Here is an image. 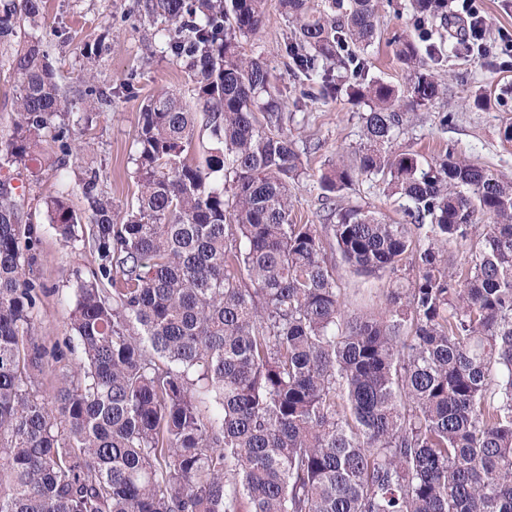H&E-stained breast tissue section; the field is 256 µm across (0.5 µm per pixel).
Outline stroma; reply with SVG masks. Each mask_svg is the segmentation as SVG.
<instances>
[{"label":"stroma","mask_w":512,"mask_h":512,"mask_svg":"<svg viewBox=\"0 0 512 512\" xmlns=\"http://www.w3.org/2000/svg\"><path fill=\"white\" fill-rule=\"evenodd\" d=\"M46 8L36 30L51 48L50 59L60 83L75 90L89 76L99 83L119 86L129 77L138 80L136 96L114 99L111 109L88 127L75 130L79 150L71 159L65 177L42 171L38 182L24 168L12 169L14 181L25 186L29 199L26 213L41 228L34 251L30 276L47 290L34 324L36 335L54 343L70 333L71 287L76 274L95 268V255L79 243L60 239L49 223L44 206L47 197L67 190L70 205L85 213L82 180L86 171H99L104 187L116 208L134 202L137 187L130 176L136 153L135 138L141 121L143 101L149 95L176 94L188 97L189 83L179 67L161 54L148 50L156 24L141 18L137 0H45ZM379 38L365 56L369 77L396 85L405 84L408 72L394 57L391 41L395 35L415 31L416 17L411 0H378ZM112 29L108 55L87 63L82 55L85 42L103 29ZM292 25L281 13L278 0H267L261 28L241 41V53L265 62L275 76L288 133L297 143L307 144L299 156L300 175L291 183L296 219L322 224L326 213L321 205L319 178L337 160L350 155L361 142L359 116L366 107L323 93L320 87L303 88L285 65L283 48ZM437 54L424 63L436 76L442 93L431 105L418 108L406 133L395 142L396 153H417L432 157L450 151L454 157L478 164L512 181V144L503 143L500 129L512 120V57L490 54L486 58L465 52L457 43L455 28L434 27ZM447 126H440V118ZM343 205L359 206L378 218L403 223L395 198L384 183L362 179L345 191ZM336 275L343 287L358 292L363 302L378 303L393 278L367 276L344 261H337Z\"/></svg>","instance_id":"35a3bbf8"}]
</instances>
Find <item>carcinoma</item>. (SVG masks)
<instances>
[{
	"label": "carcinoma",
	"instance_id": "carcinoma-1",
	"mask_svg": "<svg viewBox=\"0 0 512 512\" xmlns=\"http://www.w3.org/2000/svg\"><path fill=\"white\" fill-rule=\"evenodd\" d=\"M265 5L143 3L173 24L157 31L160 52L200 111L146 100L123 214L95 171L86 227L64 196L45 199L56 233L98 260L76 280L70 335L50 346L33 333L47 289L25 271L40 227L0 180V512H512V182L448 152L392 151L404 108L441 93L422 67L427 32L393 40L405 86L368 81L375 0H280L288 68L368 107L354 156L321 177L334 223L294 222L299 148L268 65L240 53ZM411 6L448 23V0ZM44 11L0 0V65L18 81L0 168L47 144L59 175L74 127L114 91L88 82L85 111L69 109L42 40L14 43ZM110 40L108 26L86 43L87 62ZM336 59L352 81L333 78ZM199 123L211 144L195 142ZM363 178L385 182L408 223L342 206ZM336 253L411 280L357 304Z\"/></svg>",
	"mask_w": 512,
	"mask_h": 512
}]
</instances>
